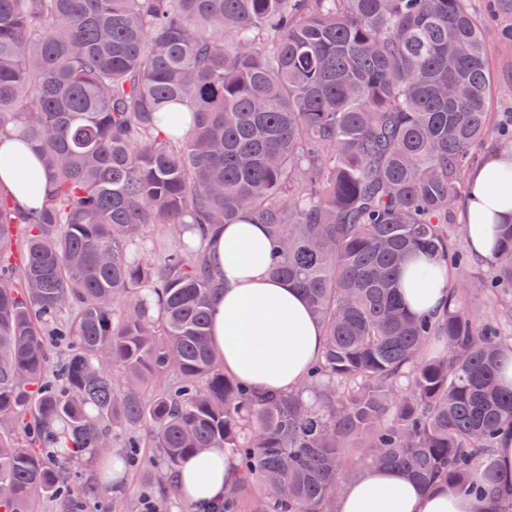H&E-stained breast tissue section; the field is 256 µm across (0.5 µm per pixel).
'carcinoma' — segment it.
I'll use <instances>...</instances> for the list:
<instances>
[{
  "mask_svg": "<svg viewBox=\"0 0 512 512\" xmlns=\"http://www.w3.org/2000/svg\"><path fill=\"white\" fill-rule=\"evenodd\" d=\"M466 0H0V135L50 189L0 190V512H93L90 448L237 460L220 512H336L377 468L482 503L512 433V332L471 283L407 312L413 253L462 266L448 214L489 123ZM250 216L269 273L324 327L307 379L255 394L208 344L216 224ZM482 292L512 288V222ZM146 427L151 442L136 432Z\"/></svg>",
  "mask_w": 512,
  "mask_h": 512,
  "instance_id": "cac0c4a2",
  "label": "carcinoma"
}]
</instances>
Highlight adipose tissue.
<instances>
[{
	"label": "adipose tissue",
	"mask_w": 512,
	"mask_h": 512,
	"mask_svg": "<svg viewBox=\"0 0 512 512\" xmlns=\"http://www.w3.org/2000/svg\"><path fill=\"white\" fill-rule=\"evenodd\" d=\"M512 152L489 155L470 175L471 192L462 203L467 243L478 257H492L494 227L512 220ZM41 170L36 150L15 138L0 139V187L25 210L40 207L46 192L33 190ZM270 244L264 225L245 218L216 226L208 236L207 259L218 286L211 298L209 343L227 373L253 391H288L305 380L321 354L325 336L304 297L266 272ZM431 265L410 257L400 278L407 310L415 315L442 311L448 304L449 273L435 268L426 288L409 285L411 273ZM235 479V465L223 449L212 448L184 461L173 478L193 512H212ZM473 498L426 488L394 469H380L346 484L337 512H474Z\"/></svg>",
	"instance_id": "ef3b65f1"
}]
</instances>
